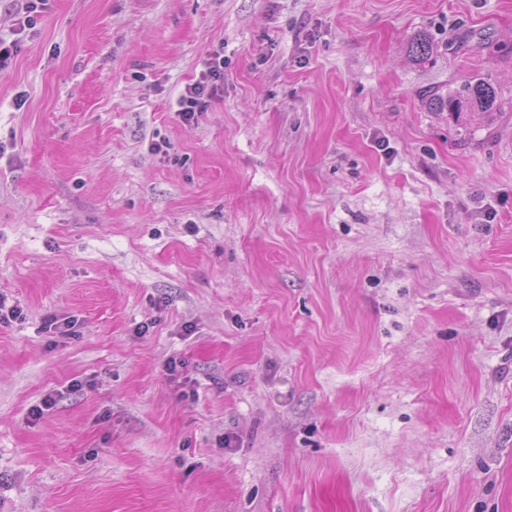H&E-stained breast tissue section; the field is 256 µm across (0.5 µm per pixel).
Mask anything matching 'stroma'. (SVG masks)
<instances>
[{"mask_svg": "<svg viewBox=\"0 0 512 512\" xmlns=\"http://www.w3.org/2000/svg\"><path fill=\"white\" fill-rule=\"evenodd\" d=\"M15 12L0 512H512V0ZM224 84V51L214 50L195 82L188 84L176 101L181 120L190 123L196 113L207 112L210 101ZM496 92L488 82H468L461 90L444 92L435 90L429 95V105L436 111L460 113L466 111H492L496 105Z\"/></svg>", "mask_w": 512, "mask_h": 512, "instance_id": "obj_1", "label": "stroma"}]
</instances>
